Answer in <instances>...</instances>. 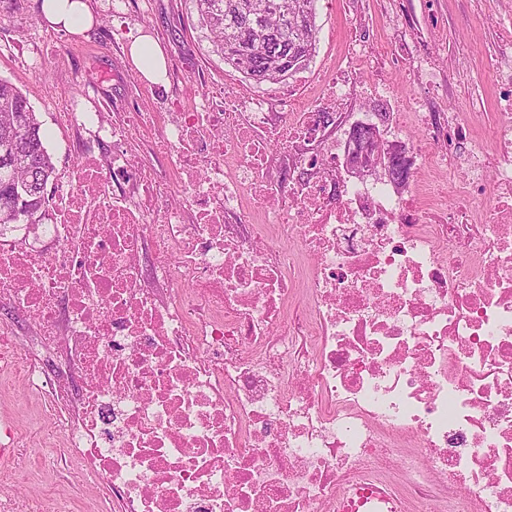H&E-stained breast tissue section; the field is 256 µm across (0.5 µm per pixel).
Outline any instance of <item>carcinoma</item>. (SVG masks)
<instances>
[{"label": "carcinoma", "mask_w": 512, "mask_h": 512, "mask_svg": "<svg viewBox=\"0 0 512 512\" xmlns=\"http://www.w3.org/2000/svg\"><path fill=\"white\" fill-rule=\"evenodd\" d=\"M200 20L209 28L224 63L257 83L281 84L286 61L293 73L308 68L316 52L318 0H195ZM37 113L27 97L0 77V146L9 143L13 170L0 168V201L17 205L20 223L42 220L44 189L55 166ZM384 173L402 184L408 171L401 158L390 155Z\"/></svg>", "instance_id": "1"}]
</instances>
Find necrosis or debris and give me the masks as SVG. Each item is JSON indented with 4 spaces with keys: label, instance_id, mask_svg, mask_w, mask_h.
Returning <instances> with one entry per match:
<instances>
[{
    "label": "necrosis or debris",
    "instance_id": "necrosis-or-debris-1",
    "mask_svg": "<svg viewBox=\"0 0 512 512\" xmlns=\"http://www.w3.org/2000/svg\"><path fill=\"white\" fill-rule=\"evenodd\" d=\"M499 36L488 145L422 100L420 139L377 129L412 176L465 169L444 196L352 174L323 114L341 73L277 112L176 84L106 127L63 102L75 161L50 223L0 230V298L64 347L78 386L49 432L117 512H512V20ZM349 57L396 112L387 52Z\"/></svg>",
    "mask_w": 512,
    "mask_h": 512
}]
</instances>
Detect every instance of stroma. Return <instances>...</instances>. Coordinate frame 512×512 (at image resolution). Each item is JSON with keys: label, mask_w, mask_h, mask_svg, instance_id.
Listing matches in <instances>:
<instances>
[{"label": "stroma", "mask_w": 512, "mask_h": 512, "mask_svg": "<svg viewBox=\"0 0 512 512\" xmlns=\"http://www.w3.org/2000/svg\"><path fill=\"white\" fill-rule=\"evenodd\" d=\"M110 2L91 0L99 24L70 33L47 24L41 0H0V76L11 80L38 112L55 167L70 159V132L56 121L51 102L76 96L88 112H127L137 99L149 100L162 91V84L147 82L131 63L130 44L139 35L159 41L169 76L185 78L189 91L219 85L230 93L247 90L277 103L281 86L245 80L215 52L194 0H129L123 17L112 15ZM505 16L512 17V0H319L315 57L290 84L306 91L327 69L344 66L347 36L357 25L377 44L398 51L388 83L400 104L421 94L434 110L444 112L449 100L463 99L488 121L497 110V87L482 61L497 53V22ZM34 47L52 60L51 68L26 67ZM423 52L434 59L435 78L417 84L411 70ZM0 342L41 359L49 380H62L68 372L63 351L44 346L36 328L20 321L5 303L0 305ZM23 371V366L0 363V413L12 416L21 442L14 465L0 469V480L21 495L41 491L66 505L67 512H113L111 492L97 479L83 477L68 448L42 442L44 398L27 386Z\"/></svg>", "instance_id": "stroma-1"}]
</instances>
